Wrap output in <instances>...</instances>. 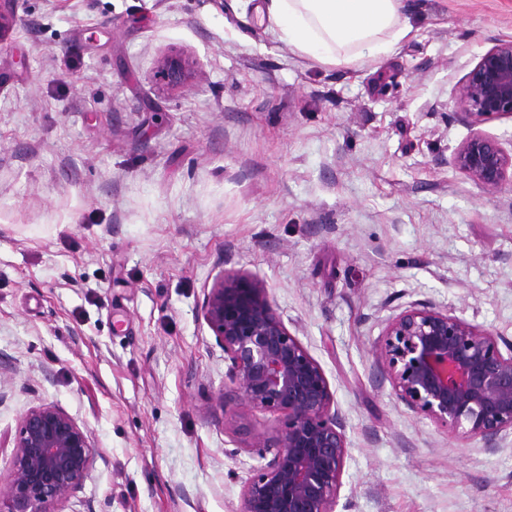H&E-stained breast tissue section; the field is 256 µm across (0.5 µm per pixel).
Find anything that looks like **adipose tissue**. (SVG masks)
I'll list each match as a JSON object with an SVG mask.
<instances>
[{"mask_svg": "<svg viewBox=\"0 0 512 512\" xmlns=\"http://www.w3.org/2000/svg\"><path fill=\"white\" fill-rule=\"evenodd\" d=\"M261 15L273 34L322 64L391 54L412 31L403 0H264Z\"/></svg>", "mask_w": 512, "mask_h": 512, "instance_id": "ef3b65f1", "label": "adipose tissue"}]
</instances>
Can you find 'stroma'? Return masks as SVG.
Wrapping results in <instances>:
<instances>
[{"label": "stroma", "mask_w": 512, "mask_h": 512, "mask_svg": "<svg viewBox=\"0 0 512 512\" xmlns=\"http://www.w3.org/2000/svg\"><path fill=\"white\" fill-rule=\"evenodd\" d=\"M262 0H17L0 38V479L20 419L52 404L95 459L58 512H240L262 458L223 404L203 317L259 279L320 364L348 454L336 512H512V431L487 449L378 386L389 319L416 304L512 343V183L453 165L455 90L512 37V0H404L393 54L322 65ZM199 75L154 77L164 54Z\"/></svg>", "instance_id": "35a3bbf8"}]
</instances>
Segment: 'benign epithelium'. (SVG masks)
Listing matches in <instances>:
<instances>
[{"mask_svg":"<svg viewBox=\"0 0 512 512\" xmlns=\"http://www.w3.org/2000/svg\"><path fill=\"white\" fill-rule=\"evenodd\" d=\"M17 0H0V38ZM156 76L172 89L189 86L181 58L161 57ZM457 107L478 123L512 117V39L498 41L462 78ZM454 166L487 198L499 195L512 171V152L476 130L458 148ZM204 319L230 362L223 403L241 401L282 415L273 431L238 426L246 447L266 463L245 483L242 512H334L347 455L329 382L318 362L272 308L266 288L245 275L222 278L203 303ZM429 306L392 318L376 351L379 384L445 428L496 448L512 430V344ZM87 432L60 408L42 404L21 418L12 466L0 483V512H57L84 483L94 462Z\"/></svg>","mask_w":512,"mask_h":512,"instance_id":"benign-epithelium-1","label":"benign epithelium"}]
</instances>
